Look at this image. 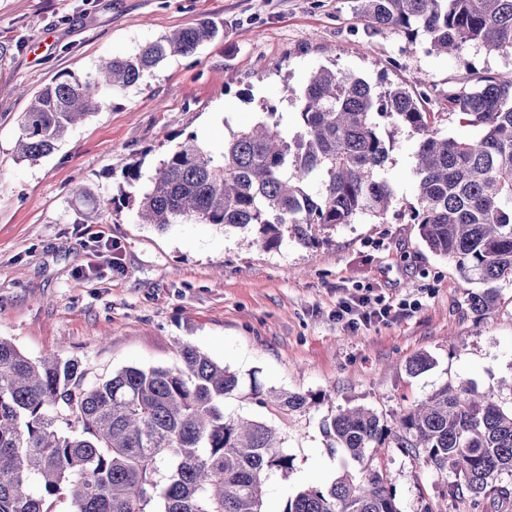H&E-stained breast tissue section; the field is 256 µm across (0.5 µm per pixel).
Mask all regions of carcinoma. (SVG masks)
I'll use <instances>...</instances> for the list:
<instances>
[{
	"label": "carcinoma",
	"mask_w": 512,
	"mask_h": 512,
	"mask_svg": "<svg viewBox=\"0 0 512 512\" xmlns=\"http://www.w3.org/2000/svg\"><path fill=\"white\" fill-rule=\"evenodd\" d=\"M375 32L425 36L428 55L473 45L512 57V0H355ZM217 30L203 21L108 59L94 79L70 73L38 92L21 120L19 158L52 153L70 127L102 105L103 95L138 83L169 56L192 55ZM427 93L376 90L354 73L321 67L296 96L292 128L276 110L230 131L216 156L185 137L150 175L143 161L121 168L122 204L164 230L180 221L250 229L266 247L289 236L309 245L316 226L387 223L394 192L384 167L396 141L387 123L419 135L414 152L416 204L396 211L419 225L437 256L461 278L486 285L470 293L482 317L498 299L492 284L512 281V71L468 80L448 91V112L476 137H449L421 108ZM98 216L89 188L74 192ZM169 368L124 367L90 378L75 358L34 360L0 336V512H264L267 477L288 472L291 458L271 426L224 410L239 375L191 344ZM286 410L308 397L280 393ZM330 447L354 462L368 450L427 454L455 480L452 497L478 498L512 475V411L494 396L445 385L406 411L391 429L372 410L346 409L326 428ZM284 512H399L393 489L376 470H344L331 484L308 487Z\"/></svg>",
	"instance_id": "cac0c4a2"
}]
</instances>
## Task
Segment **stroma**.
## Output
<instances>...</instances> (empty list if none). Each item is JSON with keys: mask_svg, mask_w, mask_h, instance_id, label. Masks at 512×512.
Wrapping results in <instances>:
<instances>
[{"mask_svg": "<svg viewBox=\"0 0 512 512\" xmlns=\"http://www.w3.org/2000/svg\"><path fill=\"white\" fill-rule=\"evenodd\" d=\"M218 36L174 56L133 87L106 94L99 110L69 129L56 150L20 160L15 143L34 95L64 73L94 75L99 61L199 21ZM422 39L371 33L353 0H0V337L31 358L59 353L90 374L127 366H173L189 343L239 373L226 412L276 428L292 460L265 484V512L360 467L387 478L399 512H512V493L453 498L454 480L394 448L363 463L330 448L326 425L339 409L363 406L388 425L441 386L464 382L512 407V282L496 285L495 309L476 317L454 262L431 253L415 224L396 221L316 228L305 247L274 248L243 231L181 223L160 231L115 207L121 167L151 171L188 134L221 152L230 131L274 107L292 125L295 98L320 67L373 85L429 90L438 127L475 132L443 114V95L462 79L512 69V58L468 48L429 56ZM386 176L397 205L415 200L418 136L395 131ZM85 185L104 201L98 223L71 199ZM368 297L390 314L353 329L337 312ZM426 354L431 368L411 373ZM260 393H300L309 409L260 404Z\"/></svg>", "mask_w": 512, "mask_h": 512, "instance_id": "stroma-1", "label": "stroma"}]
</instances>
